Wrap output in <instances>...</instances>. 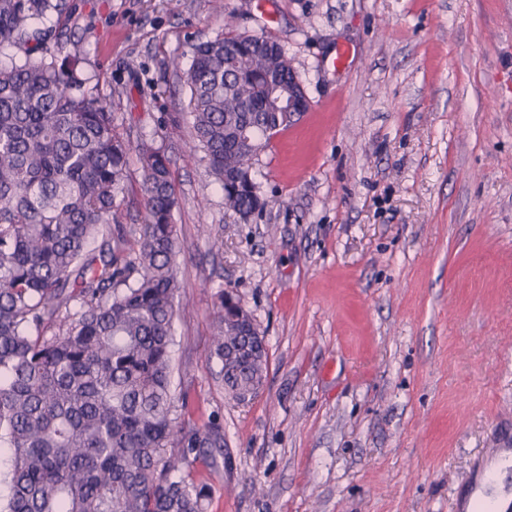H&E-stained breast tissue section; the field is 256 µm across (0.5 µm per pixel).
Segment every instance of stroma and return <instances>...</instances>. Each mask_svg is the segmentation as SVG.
<instances>
[{"instance_id": "obj_1", "label": "stroma", "mask_w": 512, "mask_h": 512, "mask_svg": "<svg viewBox=\"0 0 512 512\" xmlns=\"http://www.w3.org/2000/svg\"><path fill=\"white\" fill-rule=\"evenodd\" d=\"M66 0L44 44L170 159L172 394L224 425L205 512H466L512 449V0ZM283 48L311 108L251 161L240 219L193 147L184 71L226 32ZM344 45L356 53L334 66ZM232 291L268 351L239 403L207 365Z\"/></svg>"}]
</instances>
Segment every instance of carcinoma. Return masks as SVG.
Segmentation results:
<instances>
[{
  "label": "carcinoma",
  "instance_id": "obj_1",
  "mask_svg": "<svg viewBox=\"0 0 512 512\" xmlns=\"http://www.w3.org/2000/svg\"><path fill=\"white\" fill-rule=\"evenodd\" d=\"M62 9L0 0V45L24 50L0 67V512H203L206 488L183 464L224 447V426L172 416L181 247L170 161L152 142L130 147L84 91L77 59L31 60L47 37L34 23ZM270 44L201 41L185 71L195 147L243 220L265 203L236 177L283 126L269 84L291 64ZM132 150L147 215L137 225L122 223L118 201ZM229 296L218 291L209 361L244 403L268 352Z\"/></svg>",
  "mask_w": 512,
  "mask_h": 512
}]
</instances>
